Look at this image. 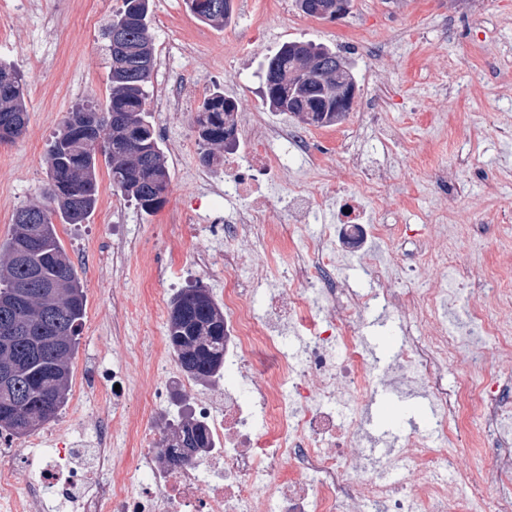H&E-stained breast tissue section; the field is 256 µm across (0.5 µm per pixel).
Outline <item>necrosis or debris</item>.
Masks as SVG:
<instances>
[{
	"instance_id": "obj_1",
	"label": "necrosis or debris",
	"mask_w": 512,
	"mask_h": 512,
	"mask_svg": "<svg viewBox=\"0 0 512 512\" xmlns=\"http://www.w3.org/2000/svg\"><path fill=\"white\" fill-rule=\"evenodd\" d=\"M242 134L257 152L249 159L226 158L224 195L242 200L234 223L183 224L180 234L201 242L198 265L224 267V383L199 395L196 383L175 371L172 354L155 362L158 376L142 387L140 416L117 428L121 399L98 414L88 463L77 461L75 425L61 420L29 438L25 448L0 438V456L25 466L23 478L0 479V501L11 512H512V395L496 376L476 373L490 352L512 358V322L495 310L512 311V289L499 288L483 269L456 261L446 244L419 239L405 255L381 219H368L359 204L338 212L325 238L302 233L321 199L305 187L277 208L262 192L261 175L284 172L282 155L264 145L282 137L306 143V132L269 126L258 113L241 118ZM283 213L278 239L267 226ZM384 239L386 264L414 261L434 273L415 286L396 282L382 291L386 307L423 325L424 340L403 345L398 369L424 385L444 416L441 437L431 444L420 432L408 435L400 455L371 464L355 430L338 422L331 407L351 397L364 403L373 372L358 342V322L370 297L338 287L335 270L343 251L368 237ZM257 271L279 270L289 283L276 292L267 312L256 315L235 278L246 263ZM451 274L461 287L490 291L494 311L469 313L470 329H449L437 317L450 298L441 281ZM297 323L308 336L304 356L294 361L285 349L283 328ZM464 367L455 388L442 386L449 365ZM184 402L203 424L212 448L191 461H160L159 422L167 405ZM139 448L131 459L112 446L115 430ZM402 472L399 482L388 479ZM465 477L475 494L461 504L445 473Z\"/></svg>"
}]
</instances>
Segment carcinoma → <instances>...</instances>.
I'll list each match as a JSON object with an SVG mask.
<instances>
[{"instance_id": "cac0c4a2", "label": "carcinoma", "mask_w": 512, "mask_h": 512, "mask_svg": "<svg viewBox=\"0 0 512 512\" xmlns=\"http://www.w3.org/2000/svg\"><path fill=\"white\" fill-rule=\"evenodd\" d=\"M202 22L222 27L232 0H188ZM150 0H122L112 18L110 45L112 89L105 105L83 102L62 122L48 150L46 202L19 208L10 237L0 254V340L7 329H32L39 335L49 312L56 323L44 332L58 341L39 357L31 341L14 340L0 350V366L22 364L12 398L0 394V434L27 436L53 418L67 403L72 361L85 316L86 295L75 263L62 246L55 221L84 224L98 201L97 168L104 158L112 186L152 214L165 201L170 182L166 156L154 134L148 83L156 65L150 34ZM0 143L18 138L28 122L26 85L14 68L0 64ZM355 83L344 57L310 40L283 45L266 64L263 101L297 122L333 126L346 118L336 112L338 90ZM236 101L216 88L198 106L193 130L199 161L220 165L223 153L236 147ZM55 286L54 295L45 292ZM18 308H7L17 296ZM224 311L210 289L200 283L181 289L170 301L167 338L181 369L201 384L224 369ZM189 439L191 448H208L207 431L187 419L170 428L166 440Z\"/></svg>"}]
</instances>
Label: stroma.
I'll return each mask as SVG.
<instances>
[{
    "label": "stroma",
    "mask_w": 512,
    "mask_h": 512,
    "mask_svg": "<svg viewBox=\"0 0 512 512\" xmlns=\"http://www.w3.org/2000/svg\"><path fill=\"white\" fill-rule=\"evenodd\" d=\"M224 27L197 20L185 0H151L157 65L151 96L180 98L178 118L152 120L166 155L170 185L153 214L143 213L113 186L99 165L98 202L88 223L57 224L86 295L85 317L72 366V385L87 376H111L119 361L114 338L136 342L167 330L179 279L154 269L176 266L189 282L214 296L224 290L221 266H197L198 241L171 242L169 226L182 209L224 217L223 199L202 194L197 173L223 182L224 169H203L192 118L205 94L223 88L239 109L265 112L278 126L288 115L266 110L262 73L284 43L312 40L343 55L357 84L350 114L333 127H307L324 167L307 173L298 153L288 171L266 182L274 202L292 185L324 189L327 178L352 188L343 149L350 140L370 168L391 167L392 178L371 207L388 227H429L451 240L458 262L512 275V0H351L348 12L316 19L296 0H233ZM122 0H0V62L27 83L29 120L15 141L0 144V244L10 236L16 210L44 200L50 140L82 100L105 102L111 60L106 26ZM186 54L170 53L172 44ZM456 172L461 199L449 207L429 180L433 169Z\"/></svg>",
    "instance_id": "stroma-1"
}]
</instances>
